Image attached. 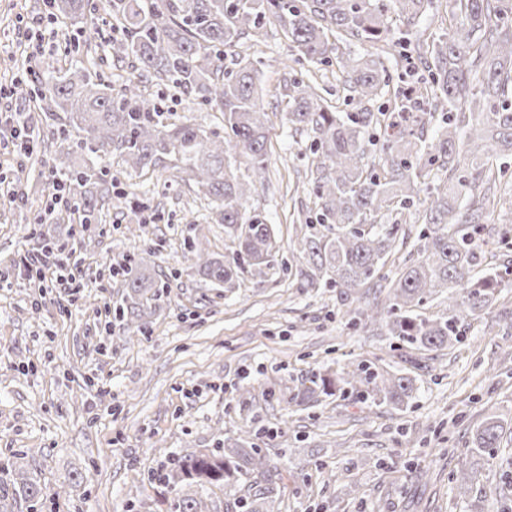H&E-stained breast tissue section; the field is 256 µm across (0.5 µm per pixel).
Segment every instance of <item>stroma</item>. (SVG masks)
Masks as SVG:
<instances>
[{
    "label": "stroma",
    "mask_w": 512,
    "mask_h": 512,
    "mask_svg": "<svg viewBox=\"0 0 512 512\" xmlns=\"http://www.w3.org/2000/svg\"><path fill=\"white\" fill-rule=\"evenodd\" d=\"M44 13L43 0H0L1 84L15 77L19 23H38ZM239 51L260 62L269 127L266 180L245 207L273 225L277 261L229 292L205 285L184 259L194 237L213 253L227 247L208 203L174 171L126 175L116 156L102 163L118 175L114 196L81 244L83 298L30 287L19 257L43 240L69 239L71 227L36 221L53 173L43 113L17 92L0 99V114L26 113L39 137L24 155L9 131L0 132V175H20L29 190L0 197V270L10 271L0 279V458L24 453L53 495L43 512H167L172 495L157 475L170 459L262 427L270 435L258 446L288 462L274 512L316 504L323 512H470L452 478L456 461L444 450L463 451L486 416H512V361L503 357L512 330L499 320L512 312V296L435 353L392 350L383 331L350 326L338 289L302 287L293 241L297 224L315 217L312 155L280 97L283 64L295 51L272 24ZM127 197L149 205L156 243L149 263L171 280L146 335L133 338L93 312L124 292L120 278L100 279V270L141 244ZM362 362L415 376L414 401L401 410L336 394L310 409L295 403L311 377ZM411 463L429 469L431 481L418 482Z\"/></svg>",
    "instance_id": "stroma-1"
}]
</instances>
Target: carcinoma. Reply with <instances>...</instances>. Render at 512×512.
Returning a JSON list of instances; mask_svg holds the SVG:
<instances>
[{
    "instance_id": "cac0c4a2",
    "label": "carcinoma",
    "mask_w": 512,
    "mask_h": 512,
    "mask_svg": "<svg viewBox=\"0 0 512 512\" xmlns=\"http://www.w3.org/2000/svg\"><path fill=\"white\" fill-rule=\"evenodd\" d=\"M430 0H106L117 27L112 57L126 60L129 72L118 86L101 74L92 55L99 38L89 0H51V12L73 34L75 57L21 84L22 93L43 112H61L64 123L48 129L55 146L52 166L72 188L68 202L88 226L112 199V174L94 160L117 154L125 169L156 172L171 164L178 178L213 204L212 220L224 225L233 247L214 254L198 244L184 258L194 262L211 286L229 291L247 274H261L276 260L272 225L244 203L264 179L269 129L257 97L258 69L236 55L224 67V49L249 35H262L273 23L288 37L299 57L337 65L354 112H337L321 102L304 77H286L288 123L312 135L311 193L318 201L316 221L295 229L294 251L305 261L298 270L302 286L326 285L354 314L352 325L379 326L398 342L419 351H439L460 340L469 322L490 313L502 291L512 288V259L487 266L482 233L488 230L495 202L507 189V170L499 161L512 157V0H457L449 27L423 51L394 38L392 5L405 27L414 25ZM385 42L396 52L404 74L426 75L406 82L403 100L423 104L419 113L395 114L383 125L363 104L376 98L389 74L378 58L353 56L340 44ZM193 97L224 115V129L206 130L193 119H173L162 96L148 92L144 80ZM384 126L382 140L373 133ZM248 158L246 173L237 157ZM374 155L376 161L368 160ZM441 172L421 201L417 223L424 225L414 253L395 280L383 274L400 239L406 237L405 210L419 198L432 170ZM392 222L383 224L382 218ZM123 266L128 291L115 307L127 330L143 333L153 305L170 285L146 261L151 245ZM389 281L382 301L358 304L360 288ZM447 296L448 312L426 316L420 309ZM354 393L376 406L404 407L413 398L414 378L366 364L352 372L315 375L298 395L303 406L321 394ZM512 420L486 417L473 431L468 451L455 473L459 493L467 496L479 482L469 460L512 469V458L497 460ZM260 432L245 430L232 443L170 463L159 480L173 488L169 512H208L185 486H237L239 512H274L276 477L281 463L256 446ZM15 475L11 496L27 512L43 507L44 487L17 459L0 471Z\"/></svg>"
}]
</instances>
